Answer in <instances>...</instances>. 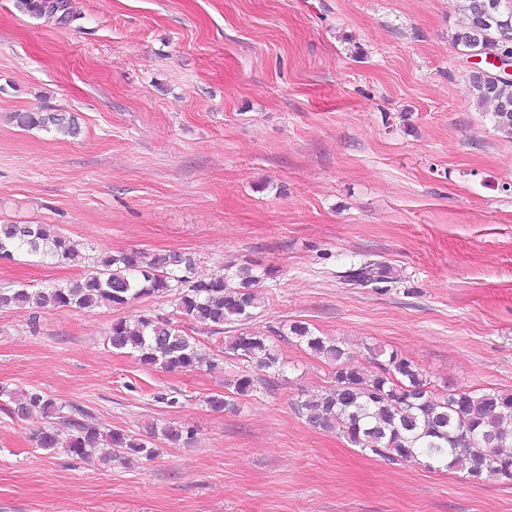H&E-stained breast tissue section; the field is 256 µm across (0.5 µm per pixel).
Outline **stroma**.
Masks as SVG:
<instances>
[{
  "instance_id": "1",
  "label": "stroma",
  "mask_w": 512,
  "mask_h": 512,
  "mask_svg": "<svg viewBox=\"0 0 512 512\" xmlns=\"http://www.w3.org/2000/svg\"><path fill=\"white\" fill-rule=\"evenodd\" d=\"M0 0V224H54L93 257L138 249L274 268L245 329L302 321L354 364L397 351L433 390L512 392V137L469 96L457 0ZM17 112H67L77 138ZM367 260L392 280L355 288ZM84 265L0 259V288L66 282ZM121 309L0 310V512H512V482L362 454L295 403L335 367L280 343L283 376L216 411L225 379L257 375L225 335L186 322L216 368L165 372L112 348ZM45 392L64 415L151 440L153 459L36 447ZM180 425L172 444L151 431ZM7 396L15 405L14 413L26 415L32 411H39L45 417L55 418L59 415L61 406L54 399L39 390L25 391L21 393L8 392Z\"/></svg>"
}]
</instances>
